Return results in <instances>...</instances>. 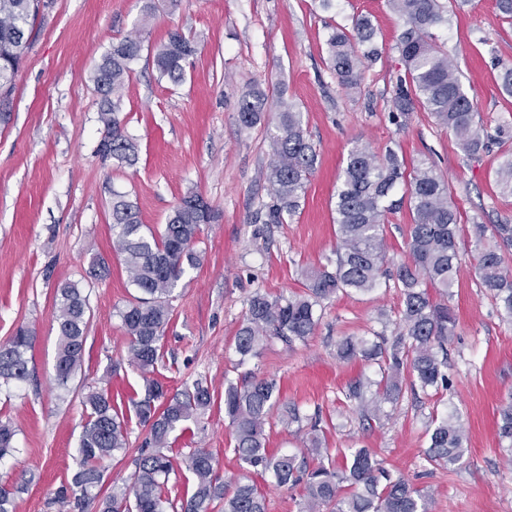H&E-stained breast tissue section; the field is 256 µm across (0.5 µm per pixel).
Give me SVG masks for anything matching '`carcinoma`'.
Masks as SVG:
<instances>
[{
	"label": "carcinoma",
	"instance_id": "obj_1",
	"mask_svg": "<svg viewBox=\"0 0 512 512\" xmlns=\"http://www.w3.org/2000/svg\"><path fill=\"white\" fill-rule=\"evenodd\" d=\"M388 3L403 23L397 49L406 75L397 80L393 111L406 116L416 106L423 107L448 129L465 156L478 157L489 136L476 121V105L463 88L457 65L437 43L434 30L445 22L438 0ZM44 6L45 0H0V101L13 96L14 77L28 46V26ZM374 37V26L364 17L355 18L349 30L332 28L326 40L327 63L342 87H357L364 62L378 57ZM143 48L140 34L119 39L92 76L101 96L102 139L110 145L101 156L118 165L132 166L137 161L136 145L118 116V102ZM196 53L193 39L178 29L168 31L153 54L159 78L182 82ZM266 104L267 95L260 89L244 94L237 109L241 129L260 122ZM269 139L270 160L264 173L270 199L266 223L284 224L298 213L317 152L303 128L301 112L290 102H279ZM404 178V161L393 150L380 158L364 147L352 148L336 189V259L306 269L301 294L271 298L255 293L235 337L243 361L257 356L272 337L304 342L314 334L319 321L315 306L321 301L339 291L370 294L381 287L382 279L393 277L403 304L392 341L347 336L336 344L337 359L360 358L379 367L380 379L361 376L347 387V398L356 402L361 419L368 423L380 419L384 404H398L407 386L414 393L450 384L447 358L439 353L445 352L454 335L456 318L447 303L433 300L430 290L446 297L453 286L461 261V215L448 201V185L432 169L415 170L398 199L397 185ZM497 178L502 191L512 195V155L499 164ZM405 202L414 213L406 240L408 260L390 274L385 219ZM111 210L113 248L122 258L130 284L140 292L120 311V318L129 340V361L145 383L143 397L132 401L144 438L129 482L103 494L101 462L126 448L129 417L111 394L88 393L78 469L58 497H72L78 504L96 500L99 512H216L218 508L266 512V499L257 486L239 479L228 488L216 474L213 454L204 448L184 457L191 486L180 503L164 494V484L174 473L168 455L170 436L198 422L214 403V395L199 380L171 394L153 374L171 320L174 291L187 269L200 264L195 243L201 225L216 223L218 213L202 195L190 192L174 208L163 231L156 233L143 230L127 194L112 192ZM473 228L476 239L489 231L504 248H512V224H475ZM477 271L480 286L490 293L501 319L512 322V276L505 272L503 255L495 249L480 251ZM56 305V376L64 384L83 361L89 302L77 285L68 283L57 289ZM33 341V332L21 327L0 345V387L28 378L27 354ZM280 404V389L273 378L253 374L240 384L224 383V415L233 428L239 460L250 471L272 474L279 485L303 486L299 512L325 508L329 512H430L432 494L381 467L367 448L342 454L345 463L340 469L322 462L311 467L295 454L271 453L265 426ZM282 419L287 424L300 422L299 409L283 407ZM497 426L502 447L512 452L511 402L499 410ZM426 435L427 463L452 467L462 460L466 429L455 411L432 417ZM14 436L12 425L0 421V459L12 451ZM344 483L350 487L346 493ZM27 484L26 480L0 484V512H16L17 494Z\"/></svg>",
	"mask_w": 512,
	"mask_h": 512
}]
</instances>
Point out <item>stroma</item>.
Returning a JSON list of instances; mask_svg holds the SVG:
<instances>
[{
  "label": "stroma",
  "mask_w": 512,
  "mask_h": 512,
  "mask_svg": "<svg viewBox=\"0 0 512 512\" xmlns=\"http://www.w3.org/2000/svg\"><path fill=\"white\" fill-rule=\"evenodd\" d=\"M148 0H48L29 28V49L15 78L13 120L0 126V344L18 327L35 333L27 380L0 388V419L15 430L12 455L0 460V483L27 473L17 512H73L56 499L79 463V442L90 391L128 399L142 391L131 366L120 310L137 294L112 244L113 192L128 193L142 224L162 230L186 192H197L220 214L202 227L201 263L188 269L172 301L156 377L169 391L200 379L214 403L192 430L177 434L175 460L209 450L224 482L244 470L224 416V383L255 372L277 381L301 422L272 415L267 445L316 464L309 439L319 436L340 461L345 448L370 449L383 466L433 495L432 512H512V465L497 435L498 411L512 399V324L501 320L476 274L477 224H511L512 195L502 194L496 170L512 153V95L500 76L512 68V24L495 0H440L447 21L436 30L457 64L480 119L493 133L488 149L467 159L454 136L430 112L392 116V98L404 72L396 49L402 22L387 0H150L155 16L146 49L133 63L119 116L138 147V161L120 167L98 153L103 126L100 96L91 76L113 41L138 27ZM369 17L380 54L365 62L357 88L339 85L328 69L330 26L351 27ZM181 29L199 51L183 83L158 80L152 48L169 29ZM259 88L268 112L279 99L294 103L318 159L294 218L265 221L269 200L262 173L269 161L268 126L240 129L237 102ZM504 137H496V130ZM382 156L395 150L407 170L431 168L448 185L462 216L465 246L449 305L456 314L448 344L451 387L405 394L384 405L379 424L363 426L347 401L349 382L377 376L376 365L336 358L344 336L392 339L401 309L400 289L336 294L322 303V318L306 342L271 339L261 355L241 362L235 335L255 292L273 297L303 292V269L332 257L336 246L335 195L343 162L354 146ZM109 271L91 273L93 258ZM74 283L89 295L83 365L66 385L56 380V291ZM456 409L468 452L455 468L423 459L433 412ZM143 431L130 422L127 449L103 464L106 486L122 485L135 469Z\"/></svg>",
  "instance_id": "obj_1"
}]
</instances>
